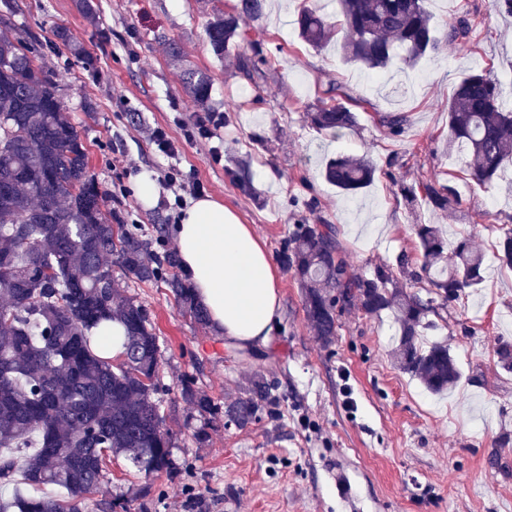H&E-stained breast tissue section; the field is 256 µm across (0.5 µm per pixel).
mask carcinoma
Returning a JSON list of instances; mask_svg holds the SVG:
<instances>
[{
  "instance_id": "cac0c4a2",
  "label": "carcinoma",
  "mask_w": 512,
  "mask_h": 512,
  "mask_svg": "<svg viewBox=\"0 0 512 512\" xmlns=\"http://www.w3.org/2000/svg\"><path fill=\"white\" fill-rule=\"evenodd\" d=\"M340 19L328 21L303 7L295 24L303 40L318 49L341 36L347 62L369 72L400 55L413 66L438 50L439 38L425 0H339ZM265 0H239L234 12L218 14L207 28L214 53L238 46L240 20L260 18ZM36 40L0 35V481L22 474L35 486H54L60 497L0 498V512H83L96 492L107 461L122 457L147 481L174 478L178 468L172 438L160 407V338L144 305L105 279L116 262L140 282H165L182 314L200 325L206 310L174 272L175 253L153 254L137 224L104 209L90 172L84 142L63 111L55 85L35 66ZM261 45L237 55L236 69L258 86L267 80ZM310 125L339 134L357 126L345 103L323 104L308 113ZM405 112L379 122L397 136ZM449 148L469 156L471 179L491 183L512 168V108L499 84L481 70L464 76L448 99ZM367 156L328 162L325 178L353 195L374 180ZM247 195L252 178L245 167L228 171ZM423 198L445 213L458 203L451 185L422 184ZM414 186L405 197L417 198ZM422 249L420 271L405 260L377 265L364 275L349 265L336 227L297 220L279 251L281 265L304 290L306 318L325 346L337 336L339 316L353 308L390 312L400 329L394 359L403 372L432 393L453 388L461 371L448 345L424 347L419 336L432 326L429 313L448 308L467 288L483 282L484 256L467 239L454 248L439 224H415ZM502 265L512 268V231L499 240ZM426 281L432 296L407 291ZM109 333L121 352L107 356L99 333ZM183 396L203 414H224L245 428L275 401L273 385L261 374L249 378L241 396L219 407L191 380Z\"/></svg>"
}]
</instances>
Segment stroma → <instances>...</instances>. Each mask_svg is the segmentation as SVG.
<instances>
[{
  "label": "stroma",
  "mask_w": 512,
  "mask_h": 512,
  "mask_svg": "<svg viewBox=\"0 0 512 512\" xmlns=\"http://www.w3.org/2000/svg\"><path fill=\"white\" fill-rule=\"evenodd\" d=\"M13 2L0 33L37 38L36 64L53 75L108 209L166 250L174 248L166 228L179 211L143 204L134 179L144 172L162 180L174 164L233 207L273 255L300 217L335 225L358 274L402 256L419 269L417 220L443 225L449 244L467 238L485 255L483 282L423 337L447 344L461 370L441 395L394 368L399 326L389 313L351 310L335 342L323 346L286 270L278 272L281 315L270 345L241 353L183 315L164 283L113 269L117 287L145 306L160 338L162 411L181 472L148 484L113 459L99 500L127 497L130 512H170L190 488L203 500L197 512H512V373L496 355L499 342L512 343V270L497 258L512 228V176L477 184L464 155L448 148V98L465 73L485 69L512 99V16L494 13L491 0H427L439 50L413 67L394 60L386 83L373 85L339 46L312 48L294 24L304 4L335 17L337 0H269L261 19L242 24L241 49L259 42L270 61L267 81L256 87L236 74L231 57L215 56L206 34L215 13L233 12L238 0ZM463 18L473 24L465 38L454 34ZM61 27L84 59L57 39ZM192 71L210 80L207 108L196 107L188 90ZM335 96L358 115L356 129L337 137L307 120ZM389 112L410 115L400 136L378 123ZM199 122L214 128V139H186V127ZM157 128L180 142L176 160L152 143ZM259 134L266 144L256 142ZM215 145L223 148L218 162ZM339 154L371 155L372 184L348 196L328 183L322 170ZM241 158L256 188L251 197L228 175ZM430 180L453 186L460 205L445 213L420 199L407 206L401 186ZM256 373L275 387L273 410L244 429L216 420L198 443L203 419L183 399V379L193 377L196 389L224 403Z\"/></svg>",
  "instance_id": "35a3bbf8"
}]
</instances>
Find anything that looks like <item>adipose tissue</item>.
Masks as SVG:
<instances>
[{"instance_id": "adipose-tissue-1", "label": "adipose tissue", "mask_w": 512, "mask_h": 512, "mask_svg": "<svg viewBox=\"0 0 512 512\" xmlns=\"http://www.w3.org/2000/svg\"><path fill=\"white\" fill-rule=\"evenodd\" d=\"M182 274L225 345L266 344L280 318L276 269L263 243L221 198L201 196L170 228Z\"/></svg>"}]
</instances>
